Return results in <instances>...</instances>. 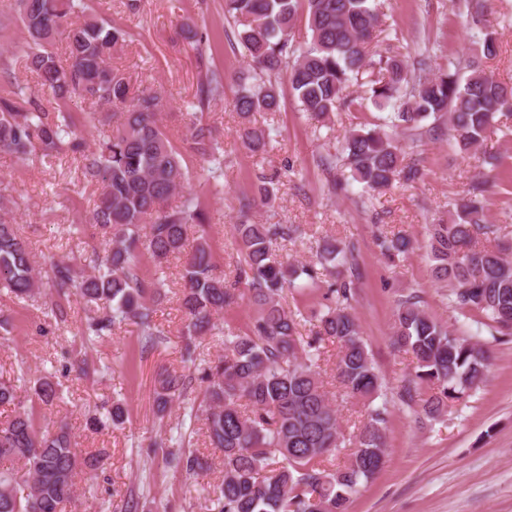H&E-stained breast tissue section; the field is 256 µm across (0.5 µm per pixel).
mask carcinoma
I'll list each match as a JSON object with an SVG mask.
<instances>
[{"label": "carcinoma", "instance_id": "cac0c4a2", "mask_svg": "<svg viewBox=\"0 0 512 512\" xmlns=\"http://www.w3.org/2000/svg\"><path fill=\"white\" fill-rule=\"evenodd\" d=\"M83 14L81 23L71 20ZM16 21L26 33L21 58L57 103L47 107L17 88L0 98V152L17 158L35 154L48 164L65 153L82 163L87 178L100 186L91 222L108 235L105 255L85 258L91 272L69 264L53 268V288L74 290L85 304L102 300L112 310L86 320L82 335L90 340L112 335L126 320L138 324L146 343L165 340L154 320L164 279L139 274L138 257L146 252L163 270L172 257H184L183 308L186 316L181 358L195 364L194 339L213 332L215 316L235 303L239 285L248 287L256 314L244 331H224V351L198 369V375L164 371L153 392L157 415L187 395L194 383L203 386L204 425L209 445L223 452L224 478L214 489L213 512H349L362 484L386 463V405L367 411L345 436L337 410L321 378L323 350H338L335 380L344 393L373 403L382 392L360 324L351 312L357 274L339 278L322 293L324 303L311 311L283 307L281 293L300 295L321 287L330 269L353 260L354 244L326 242L314 262L294 265L275 257L277 241L292 238L293 224H259L247 219L234 225L240 259L233 278L213 261L205 237L187 246V227L207 224L189 196L175 207L168 201L188 180L183 155L159 125L164 103L156 91L134 95L129 83L112 72V50L123 45L126 32L90 11L85 0H15ZM224 17L237 27L238 42L254 72L241 78L234 107L241 118L238 136L254 154L265 153L271 131L250 125V114L276 112L280 99L272 77L286 72L300 110L326 119L339 108L363 112L368 104L390 109L383 125L346 131L342 154L351 181L366 194L404 180L419 169L403 164L404 155L392 130H414L430 117H448V133L463 154L476 152L486 132L500 118L512 116V87L478 65L468 74L458 69L415 79L399 49L391 48V32L378 0H224ZM305 18L311 39L296 45L292 30ZM386 44L382 51L379 43ZM481 55L498 54L494 32L479 40ZM364 94L347 93L350 84ZM224 79L206 76L191 104L188 149L207 163L206 176H224V149L212 126L198 115L223 99ZM120 109L112 135L98 147H87L64 106L70 101ZM483 183L470 185L448 221L431 225L429 254L434 278L448 287V299L460 315L484 317L491 336L512 335V243L498 242L487 223ZM381 254L393 261L412 249L397 233L378 238ZM0 283L19 299L35 291L31 253L14 225L0 221ZM310 324L309 333L300 327ZM393 344L412 354L414 387L408 400L419 401L424 415L439 418L480 389L487 380L490 351L478 336L457 334L433 319L419 297L400 300ZM29 379L22 372L0 378V405H11ZM35 394L44 405L61 399L52 374L38 378ZM352 441L353 449L336 457ZM182 439H162L165 459L188 476L209 468L208 460L179 449ZM0 512H63L75 493L81 467L96 465L81 457L67 423L41 431L32 412L18 409L0 423Z\"/></svg>", "mask_w": 512, "mask_h": 512}]
</instances>
